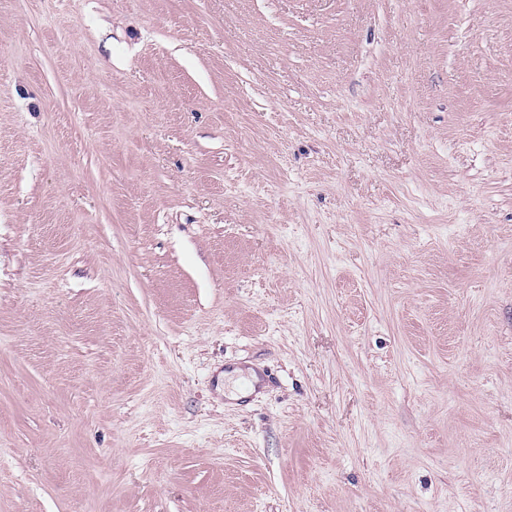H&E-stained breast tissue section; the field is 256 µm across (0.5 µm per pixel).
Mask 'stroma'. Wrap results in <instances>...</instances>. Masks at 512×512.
Segmentation results:
<instances>
[{
    "instance_id": "stroma-1",
    "label": "stroma",
    "mask_w": 512,
    "mask_h": 512,
    "mask_svg": "<svg viewBox=\"0 0 512 512\" xmlns=\"http://www.w3.org/2000/svg\"><path fill=\"white\" fill-rule=\"evenodd\" d=\"M0 512H512V0H0Z\"/></svg>"
}]
</instances>
